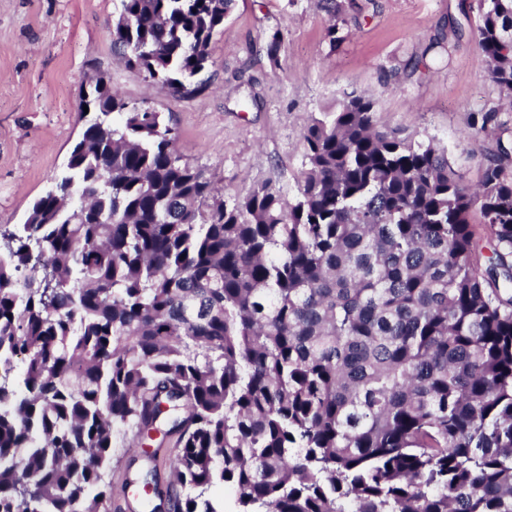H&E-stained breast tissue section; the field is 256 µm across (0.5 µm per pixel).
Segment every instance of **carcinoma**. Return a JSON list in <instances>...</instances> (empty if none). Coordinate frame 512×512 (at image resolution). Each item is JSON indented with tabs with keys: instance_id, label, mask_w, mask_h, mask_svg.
<instances>
[{
	"instance_id": "obj_1",
	"label": "carcinoma",
	"mask_w": 512,
	"mask_h": 512,
	"mask_svg": "<svg viewBox=\"0 0 512 512\" xmlns=\"http://www.w3.org/2000/svg\"><path fill=\"white\" fill-rule=\"evenodd\" d=\"M112 50L188 92L235 0H116ZM477 42L512 92V0ZM67 173L0 225V512H111L121 427L170 512H512V172L470 189L352 94L293 198L226 201L100 73Z\"/></svg>"
}]
</instances>
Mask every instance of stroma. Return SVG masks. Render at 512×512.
I'll return each mask as SVG.
<instances>
[{
    "instance_id": "stroma-1",
    "label": "stroma",
    "mask_w": 512,
    "mask_h": 512,
    "mask_svg": "<svg viewBox=\"0 0 512 512\" xmlns=\"http://www.w3.org/2000/svg\"><path fill=\"white\" fill-rule=\"evenodd\" d=\"M338 2L345 21L333 45L318 0H236L199 76L204 89L181 97L114 56L115 0H0V225L24 223L64 172L96 73L126 101L160 112L175 151L226 198L263 182L293 196L304 132L353 93L375 100L381 127L437 142L464 183L477 184L498 142L512 144V107L475 39L483 0ZM278 28L286 35L272 59ZM490 109L493 120L475 133ZM133 443L128 430L114 439L112 512H145L121 493L136 475Z\"/></svg>"
}]
</instances>
